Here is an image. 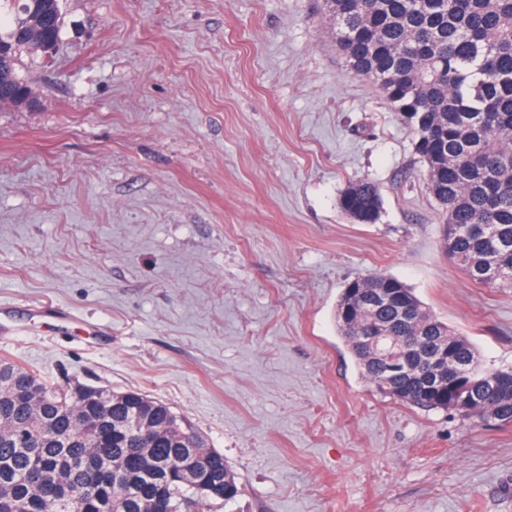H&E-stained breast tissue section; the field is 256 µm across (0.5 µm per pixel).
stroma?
Wrapping results in <instances>:
<instances>
[{"label":"stroma","instance_id":"35a3bbf8","mask_svg":"<svg viewBox=\"0 0 512 512\" xmlns=\"http://www.w3.org/2000/svg\"><path fill=\"white\" fill-rule=\"evenodd\" d=\"M0 107V360L166 403L223 453L224 512H512V423L400 404L334 311L378 273L512 366V289L442 248L415 136L322 0H61ZM372 181L359 224L338 200ZM53 305L80 324L58 326ZM381 206L378 187L366 179L350 183L339 198L340 209L360 224L375 223Z\"/></svg>","mask_w":512,"mask_h":512}]
</instances>
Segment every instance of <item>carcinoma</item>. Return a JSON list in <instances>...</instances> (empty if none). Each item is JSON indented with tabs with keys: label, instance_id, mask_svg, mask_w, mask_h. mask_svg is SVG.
<instances>
[{
	"label": "carcinoma",
	"instance_id": "1",
	"mask_svg": "<svg viewBox=\"0 0 512 512\" xmlns=\"http://www.w3.org/2000/svg\"><path fill=\"white\" fill-rule=\"evenodd\" d=\"M336 46L415 134L427 187L455 233L448 258L473 282L512 288V0H324ZM38 25L61 40L60 0H0V96L20 106L28 85L17 51ZM378 187L361 179L339 198L360 224L379 218ZM340 335L363 379L388 361L371 332L411 338L406 372L384 394L479 423H511L512 396L474 345L436 319L412 288L386 274L353 281L336 306ZM467 374L426 375L437 359ZM193 472L188 477L185 469ZM240 495L224 455L164 402L139 392L72 386L0 360V512H216Z\"/></svg>",
	"mask_w": 512,
	"mask_h": 512
}]
</instances>
